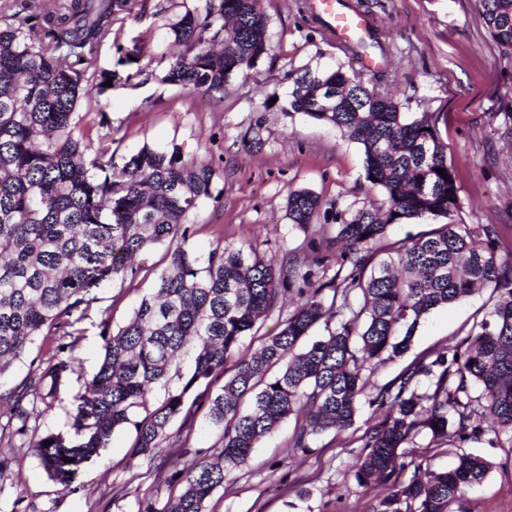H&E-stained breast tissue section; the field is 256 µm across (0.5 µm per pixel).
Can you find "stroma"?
Returning a JSON list of instances; mask_svg holds the SVG:
<instances>
[{
	"instance_id": "stroma-1",
	"label": "stroma",
	"mask_w": 512,
	"mask_h": 512,
	"mask_svg": "<svg viewBox=\"0 0 512 512\" xmlns=\"http://www.w3.org/2000/svg\"><path fill=\"white\" fill-rule=\"evenodd\" d=\"M300 0H262L268 18L269 57L249 75L232 80L224 93L202 92L165 83L178 53L168 27L197 0H124L113 16L112 33L87 68L119 76L111 90L81 99L75 110V135L86 159L114 153L123 164L143 146L177 151L183 160L201 161L214 171L217 199L198 209L186 242L207 256L216 246L250 243L257 257L282 263L295 257L311 261L314 242L336 234L334 210L380 206L383 193L365 178L360 146L339 130L300 113L264 111L266 95L283 94L286 76L316 57L352 65L347 45L330 38ZM372 21L379 45L372 58L384 66L361 69L368 87L391 94L404 111L432 112L448 149L462 202L464 223L497 224L512 242V60L501 57L477 12L476 0H343ZM262 122L263 145L248 149L245 135ZM307 189L322 201L316 224L300 228L286 215L290 191ZM165 246H153L136 258V276L105 283L90 293L89 305L66 339L80 369L69 376L53 407L31 416L25 431L0 428V512H142L146 504L162 508L181 487L165 481L157 458L133 457L134 432L116 431L107 448L83 463L72 483L51 479L30 446L35 436L62 434L76 442L73 428L79 398L103 355L100 324L124 326L163 270ZM488 291L460 304L434 309L421 323L408 354L376 367L372 383L383 384L413 357L453 347ZM206 407H195L193 430L183 437L174 419L162 446L169 459L182 449L215 460L219 435L206 421ZM380 418L362 406L354 425L326 433L310 449L289 448L296 427L288 418L265 437L242 469L229 476L207 501V512H372L388 488H361L351 468L361 453L359 438ZM466 452L488 464L483 481L471 489L464 512H512V447L487 442L466 445ZM457 449L435 445L430 434L416 437L407 459L424 470L445 471L457 462Z\"/></svg>"
}]
</instances>
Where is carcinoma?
<instances>
[{"label": "carcinoma", "mask_w": 512, "mask_h": 512, "mask_svg": "<svg viewBox=\"0 0 512 512\" xmlns=\"http://www.w3.org/2000/svg\"><path fill=\"white\" fill-rule=\"evenodd\" d=\"M121 7L120 0H62L34 22L0 23V381L36 337L68 335L92 289L135 273L138 252L167 245V265L128 323L111 334L102 322L103 359L75 418L79 442L54 433L32 442L46 473L70 484L121 428L135 431L134 456L158 452L171 422L189 420V393L202 385L197 398L208 402L220 460H184L167 477L182 486L180 494L160 511L149 503L143 512H206L213 491L289 416H302L289 447L305 450L327 432L350 428L363 401L383 418L361 435L351 476L362 488L390 484L373 512H450L482 482L488 463L463 452L449 471L402 481L400 449L425 430L455 448L483 440L512 446V249L502 252L498 225L473 229L454 220L462 204L434 114L402 111L394 96L341 64L290 73L283 97L264 102L266 111L302 113L359 144L366 180L385 194L386 206L335 212L336 237L325 240L314 264L326 269L336 250L349 273L300 292L281 330L244 353V339L291 283L311 282V270L266 262L243 244L217 246L205 258L185 247L190 216L213 198L207 165L148 147L120 168L105 152L84 160L74 110L82 96L105 93L114 77L103 70L98 82H85ZM478 8L501 56L511 59L512 0H478ZM267 27L261 0H202L169 27L185 51L170 62L165 81L224 92L270 55ZM321 207L314 193L294 190L289 223L306 228ZM441 218L447 223L431 234L387 236L392 224ZM326 288L333 291L328 303ZM479 288L492 289L489 300L453 350L417 356L366 393V372L403 356L433 309ZM321 322L327 335L306 342ZM190 342L198 352L184 384L147 410L148 392L168 386ZM64 349L57 344L22 386L0 390L9 420L26 426V399L53 406L75 372L74 358L58 357Z\"/></svg>", "instance_id": "obj_1"}]
</instances>
